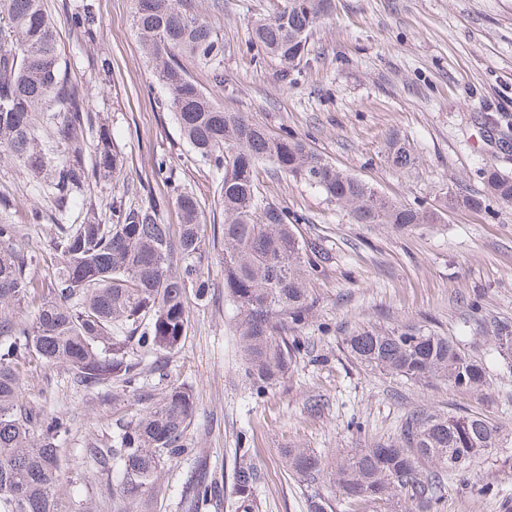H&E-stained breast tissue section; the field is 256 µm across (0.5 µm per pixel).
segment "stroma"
<instances>
[{
  "label": "stroma",
  "instance_id": "stroma-1",
  "mask_svg": "<svg viewBox=\"0 0 512 512\" xmlns=\"http://www.w3.org/2000/svg\"><path fill=\"white\" fill-rule=\"evenodd\" d=\"M92 2L93 41L73 35L67 11ZM194 0L224 40V82L198 68L190 73L228 112H247L276 132L297 133L337 168L405 205L439 209L440 224L398 233L382 224L353 223L345 209L308 186L258 169L269 201L300 218L305 238L329 254L310 282L314 309L299 331L310 354L286 381L263 397L241 377V353L224 281L212 270L208 302L189 303V329L167 355V375L141 358L137 392L119 382L96 389L75 384L65 367L31 362L19 369L24 404L44 416H63L70 432L61 445L58 495L70 512H189V478L209 470L218 497L206 512H229L225 483L236 455H250L263 478L253 512H309L325 492L289 469L284 451L309 448L335 467L340 451L390 442L413 408L481 415L500 429L501 447L444 483L445 512H512V368L494 343L495 329L512 324V204L491 195L483 172L512 177V0H334L331 14L309 37V54L282 74L274 59L248 50L253 22L272 17L279 0ZM73 79L87 83L94 116L109 125L124 158L117 183L92 188L95 216L108 222L117 200L140 204L168 196L151 178L155 156L168 155L179 184L199 197L207 224L224 221L218 177L198 161L166 107L153 65L135 29V0H44ZM407 137L415 166L393 167L385 143ZM17 160L0 159V196L9 197L21 226L17 246L33 255V278L50 284L54 227L30 224L27 212L50 208L30 193ZM480 198L477 208L447 206V195ZM430 320L481 359L489 373L482 390L443 382L416 385L370 372L347 353L343 339L366 323ZM189 387L196 410L186 435L189 454L166 463L137 499L114 508L103 488L107 474L88 453L170 387Z\"/></svg>",
  "mask_w": 512,
  "mask_h": 512
}]
</instances>
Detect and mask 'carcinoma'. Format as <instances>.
I'll use <instances>...</instances> for the list:
<instances>
[{
    "mask_svg": "<svg viewBox=\"0 0 512 512\" xmlns=\"http://www.w3.org/2000/svg\"><path fill=\"white\" fill-rule=\"evenodd\" d=\"M333 0H282L269 19L256 21L250 44L277 59L283 73L308 55V37L332 10ZM190 0H136L134 26L155 79L168 92L167 106L186 143L219 175L224 223L204 230V212L194 192L173 187L171 199L149 197L143 205H111L112 222L87 218L65 224L74 208L94 211L90 187L112 180L123 157L112 131L96 124L89 94L61 63L57 30L43 0H0V157L20 160L53 211L33 207L29 224L55 227L51 249L54 284L46 288L30 275L32 257L15 249L20 225L0 198V512H67L57 494L60 447L66 419L42 418L20 401L18 369L25 362L62 365L76 381L95 388L113 380L134 387L145 354L175 350L189 328V297H209V273L219 266L224 300L236 311L243 375L261 397L285 382L307 345L298 329L310 318L314 300L308 283L326 260L318 245L298 230L299 218L260 192L256 170L269 164L275 174L303 182L344 208L356 224H384L403 232L436 224L442 214L391 202L362 180L332 165L305 139L286 130L269 132L243 112H226L188 74L182 57L222 82L224 41L193 13ZM94 18L86 3L68 14L76 36L92 37ZM51 140L41 139L43 128ZM387 158L396 168L416 163L410 142L392 134ZM488 191L512 204V178L490 168ZM174 205L182 216L177 233L163 223ZM35 306L30 320L11 309ZM361 366L414 384L448 382L464 390L488 384L486 365L430 323L366 324L344 337ZM495 345L512 350V326L497 328ZM195 411L193 393L172 387L136 418L117 427L105 448H91L104 470L121 473L108 486L112 498L133 500L155 481L162 466L190 452L185 438ZM496 426L475 415L410 411L400 437L391 443L353 448L336 459L333 492L317 496L311 512H333L335 504L381 506L395 499L414 512H433L451 474L496 447ZM294 474L319 480L320 454L308 448L286 451ZM231 494L237 512H249L260 480L250 457L234 462ZM213 483H192L194 510L210 505Z\"/></svg>",
    "mask_w": 512,
    "mask_h": 512,
    "instance_id": "1",
    "label": "carcinoma"
}]
</instances>
